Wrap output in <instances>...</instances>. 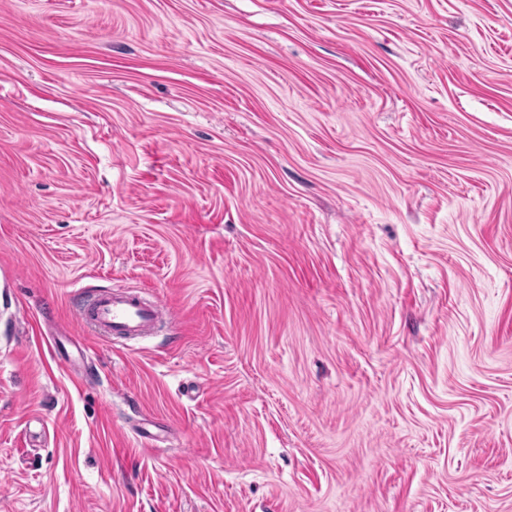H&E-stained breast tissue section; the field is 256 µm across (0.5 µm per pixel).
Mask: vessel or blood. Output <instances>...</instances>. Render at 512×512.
I'll return each instance as SVG.
<instances>
[{"instance_id":"vessel-or-blood-1","label":"vessel or blood","mask_w":512,"mask_h":512,"mask_svg":"<svg viewBox=\"0 0 512 512\" xmlns=\"http://www.w3.org/2000/svg\"><path fill=\"white\" fill-rule=\"evenodd\" d=\"M166 315L161 301H148L124 290L102 291L76 308V317L84 327L111 340L151 335Z\"/></svg>"}]
</instances>
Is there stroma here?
Here are the masks:
<instances>
[{
	"label": "stroma",
	"mask_w": 512,
	"mask_h": 512,
	"mask_svg": "<svg viewBox=\"0 0 512 512\" xmlns=\"http://www.w3.org/2000/svg\"><path fill=\"white\" fill-rule=\"evenodd\" d=\"M0 512H512V0H0ZM171 314L158 299L124 290H105L76 307L78 321L96 336L129 340L151 335Z\"/></svg>",
	"instance_id": "stroma-1"
}]
</instances>
